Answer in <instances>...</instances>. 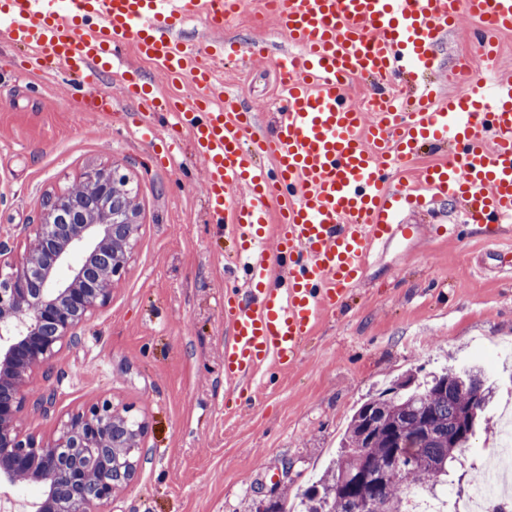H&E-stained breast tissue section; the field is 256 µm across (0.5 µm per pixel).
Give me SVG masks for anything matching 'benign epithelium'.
Segmentation results:
<instances>
[{
  "label": "benign epithelium",
  "instance_id": "benign-epithelium-1",
  "mask_svg": "<svg viewBox=\"0 0 512 512\" xmlns=\"http://www.w3.org/2000/svg\"><path fill=\"white\" fill-rule=\"evenodd\" d=\"M84 192L61 214L47 198L34 242L18 262L0 250V484L21 481L41 488L33 502L0 492V512H86V503L112 502L135 475L144 428L124 447L127 475H115L100 449L110 446L112 425L131 408L103 399L60 421L49 440L19 426L33 376L49 367L65 341L112 296V282L126 267L137 231L127 179L91 167Z\"/></svg>",
  "mask_w": 512,
  "mask_h": 512
}]
</instances>
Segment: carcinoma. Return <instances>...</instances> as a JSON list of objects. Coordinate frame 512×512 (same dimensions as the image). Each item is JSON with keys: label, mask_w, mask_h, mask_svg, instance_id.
<instances>
[{"label": "carcinoma", "mask_w": 512, "mask_h": 512, "mask_svg": "<svg viewBox=\"0 0 512 512\" xmlns=\"http://www.w3.org/2000/svg\"><path fill=\"white\" fill-rule=\"evenodd\" d=\"M492 397L493 388L478 368L451 367L422 378L406 373L404 381L368 397L353 413L335 467L304 491L303 512H355L353 497L364 491L380 499L381 512H412L411 493L448 487L464 451L456 442L462 423L477 428ZM376 414L384 417V427L371 426ZM396 435L413 451L393 480L389 463ZM351 472L369 475L364 489L343 481Z\"/></svg>", "instance_id": "obj_1"}]
</instances>
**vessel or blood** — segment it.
<instances>
[{"label":"vessel or blood","instance_id":"vessel-or-blood-1","mask_svg":"<svg viewBox=\"0 0 512 512\" xmlns=\"http://www.w3.org/2000/svg\"><path fill=\"white\" fill-rule=\"evenodd\" d=\"M244 5L71 0L61 13L50 0H0V40L18 46L31 68L49 63L61 79L79 75L86 111L111 112L100 75L130 46L171 83L195 86L191 97L162 98L130 66L119 81L139 108L142 139H169L167 161L187 150L202 162L205 206L240 242L249 279L224 294L223 358L225 379L241 394L265 363L294 364L318 317L361 282L377 247L418 234L417 225L395 223L401 203L430 191L475 222L512 223V76L490 86L473 78L443 99L421 81L461 16L484 23L476 46L492 55L496 35L512 31V0H277L275 25L302 53L277 64L276 130L266 139L225 98L215 68L225 57L269 59L265 41L245 50L219 42L204 56L178 37L194 19L223 33ZM352 78L369 82L378 112L348 102ZM434 144L447 146V161L422 169L415 184L393 183L402 162Z\"/></svg>","mask_w":512,"mask_h":512}]
</instances>
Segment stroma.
Masks as SVG:
<instances>
[{
  "mask_svg": "<svg viewBox=\"0 0 512 512\" xmlns=\"http://www.w3.org/2000/svg\"><path fill=\"white\" fill-rule=\"evenodd\" d=\"M474 21L461 17L436 49L441 70L470 73L479 62ZM262 37L293 47L261 13L259 0L224 28L241 45ZM18 48L0 41V244L13 259L30 246L45 195L62 192L89 167L126 175L138 206L130 263L112 297L38 373L20 415L44 437L68 413L101 398L132 406L145 425L140 466L98 512H257L272 500L300 503L309 481L334 458L350 416L367 394L409 370L484 364L497 386L492 423L451 477L466 492L496 447L512 400V231L462 221L434 201L400 212L419 235L376 250L362 284L324 315L288 371L256 377L237 405L224 379V287L247 271L233 242L207 221L202 164L191 156L162 166L163 143L135 132L137 107L118 98L108 115L83 111L71 86L25 73ZM224 90L257 130L274 128L279 87L273 65L226 64Z\"/></svg>",
  "mask_w": 512,
  "mask_h": 512,
  "instance_id": "1",
  "label": "stroma"
}]
</instances>
